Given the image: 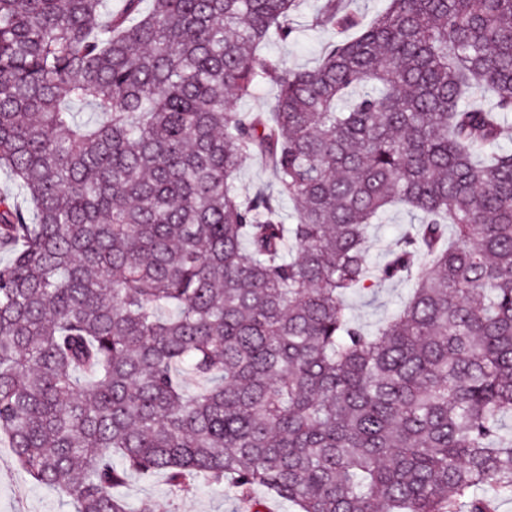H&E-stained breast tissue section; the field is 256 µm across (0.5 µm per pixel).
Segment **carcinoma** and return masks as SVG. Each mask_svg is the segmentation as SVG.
<instances>
[{"instance_id": "1", "label": "carcinoma", "mask_w": 512, "mask_h": 512, "mask_svg": "<svg viewBox=\"0 0 512 512\" xmlns=\"http://www.w3.org/2000/svg\"><path fill=\"white\" fill-rule=\"evenodd\" d=\"M352 2L288 69L258 51L300 0H0V439L74 512H152L132 472L253 512L512 500V0ZM376 279L413 288L368 333ZM238 176L240 186L249 192L267 189L273 181L270 168L258 157L244 159ZM417 223L413 216L404 209H394L388 212L384 221L375 226L374 234L381 238V246L372 252L370 261L375 265L384 263L387 258V250L395 247L402 233L410 224Z\"/></svg>"}]
</instances>
